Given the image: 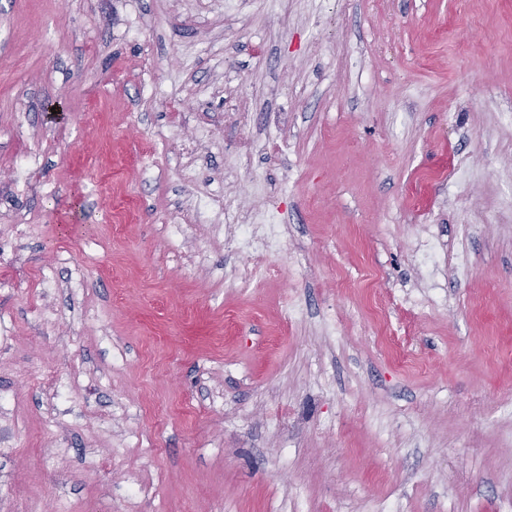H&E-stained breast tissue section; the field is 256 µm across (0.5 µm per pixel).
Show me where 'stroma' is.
I'll return each mask as SVG.
<instances>
[{
    "instance_id": "35a3bbf8",
    "label": "stroma",
    "mask_w": 512,
    "mask_h": 512,
    "mask_svg": "<svg viewBox=\"0 0 512 512\" xmlns=\"http://www.w3.org/2000/svg\"><path fill=\"white\" fill-rule=\"evenodd\" d=\"M219 189L281 221L271 280ZM20 506L512 512V0H0Z\"/></svg>"
}]
</instances>
